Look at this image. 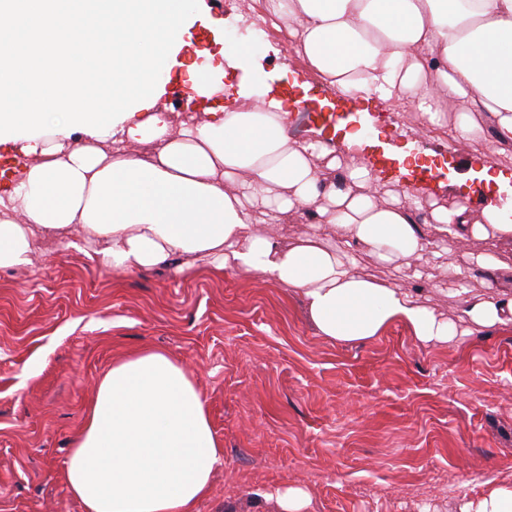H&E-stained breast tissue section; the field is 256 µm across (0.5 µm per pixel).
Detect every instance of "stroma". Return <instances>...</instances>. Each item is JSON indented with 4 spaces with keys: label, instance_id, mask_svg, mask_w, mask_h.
Wrapping results in <instances>:
<instances>
[{
    "label": "stroma",
    "instance_id": "1",
    "mask_svg": "<svg viewBox=\"0 0 512 512\" xmlns=\"http://www.w3.org/2000/svg\"><path fill=\"white\" fill-rule=\"evenodd\" d=\"M223 17L198 26L192 47L232 54L250 40L256 68L224 69L225 102L260 93L293 97L289 135L335 148L365 127L358 163L398 176L391 148L414 127L409 107L361 112L320 86L287 49L284 32L255 40L260 0H204ZM418 146L443 177L432 192L475 205L499 188L475 177L456 186L461 158L490 154L512 175V145L481 142L449 151ZM84 232L40 242L31 266L0 269V512H85L62 473L96 381L142 347L177 360L202 392L224 463L197 512H275L269 495L305 489L310 512H461L496 485L512 484V326L448 346L423 345L400 323L368 343L317 336L298 293L257 279L217 276L204 262L113 271L77 247ZM360 269L417 290L449 320L444 268L403 278L354 249Z\"/></svg>",
    "mask_w": 512,
    "mask_h": 512
}]
</instances>
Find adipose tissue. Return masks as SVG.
Listing matches in <instances>:
<instances>
[{
    "mask_svg": "<svg viewBox=\"0 0 512 512\" xmlns=\"http://www.w3.org/2000/svg\"><path fill=\"white\" fill-rule=\"evenodd\" d=\"M262 20L288 25L292 51L320 83L364 106L408 102L417 129L440 127L456 106L447 146L491 138L512 143V0H264ZM277 98L218 106L173 126L145 108L104 137L76 133L19 139L20 169L0 170V268L30 265L38 240L81 225L99 266L130 271L182 256L216 272L299 291L317 332L369 342L405 323L422 344L512 323V299L464 302L459 322L417 292L362 273L348 248L401 268L441 251L420 231L452 241L512 238V200L467 195L451 207L419 185L288 134ZM150 143L147 154L135 152ZM299 216L308 228L279 243L273 225ZM224 450L205 399L167 353L145 348L116 361L96 383L64 472L85 512H196Z\"/></svg>",
    "mask_w": 512,
    "mask_h": 512,
    "instance_id": "adipose-tissue-1",
    "label": "adipose tissue"
}]
</instances>
